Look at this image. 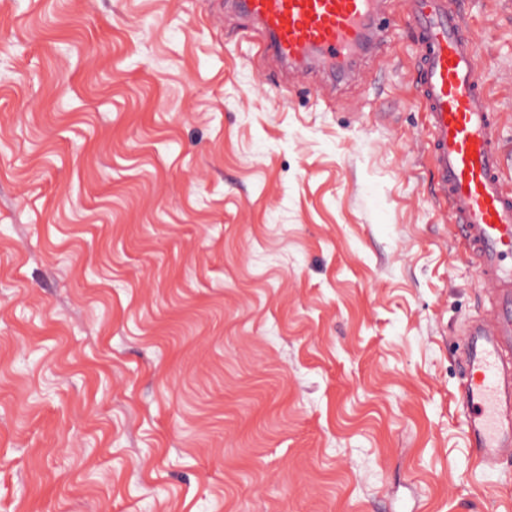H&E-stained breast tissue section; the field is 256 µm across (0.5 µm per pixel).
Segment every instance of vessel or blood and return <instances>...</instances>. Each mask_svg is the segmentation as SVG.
<instances>
[{
    "label": "vessel or blood",
    "mask_w": 512,
    "mask_h": 512,
    "mask_svg": "<svg viewBox=\"0 0 512 512\" xmlns=\"http://www.w3.org/2000/svg\"><path fill=\"white\" fill-rule=\"evenodd\" d=\"M415 32L417 85L432 137L434 197L447 205L493 314L465 329L461 398L470 445L497 469L512 452V189L504 182L499 117L488 102L474 38L453 0H405ZM381 0H233L261 32L263 54L289 72L350 73L384 52Z\"/></svg>",
    "instance_id": "1"
}]
</instances>
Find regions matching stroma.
<instances>
[{
	"label": "stroma",
	"instance_id": "obj_1",
	"mask_svg": "<svg viewBox=\"0 0 512 512\" xmlns=\"http://www.w3.org/2000/svg\"><path fill=\"white\" fill-rule=\"evenodd\" d=\"M461 9L512 188V0ZM251 26L0 0V512H512L413 31L290 91Z\"/></svg>",
	"mask_w": 512,
	"mask_h": 512
}]
</instances>
